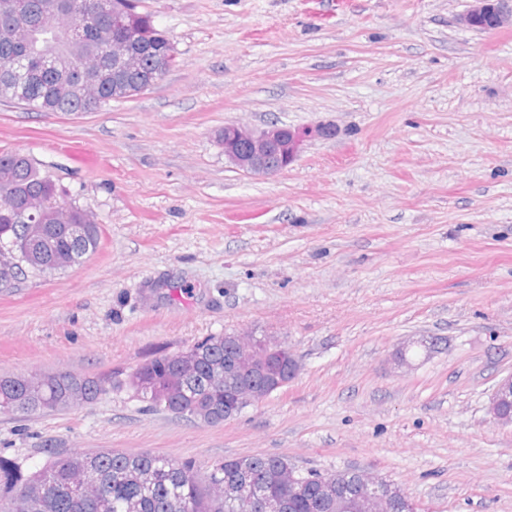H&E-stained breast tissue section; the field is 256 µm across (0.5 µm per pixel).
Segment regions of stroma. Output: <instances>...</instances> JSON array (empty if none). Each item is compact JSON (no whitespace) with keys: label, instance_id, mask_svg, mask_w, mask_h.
Instances as JSON below:
<instances>
[{"label":"stroma","instance_id":"stroma-1","mask_svg":"<svg viewBox=\"0 0 512 512\" xmlns=\"http://www.w3.org/2000/svg\"><path fill=\"white\" fill-rule=\"evenodd\" d=\"M470 0H140L175 47L97 112L0 101V149L92 212L76 268L0 288V375L105 379L75 408L0 414V458L116 450L195 462L279 454L364 469L416 512H512V26ZM318 129L273 176L219 135ZM283 341L301 368L239 416L148 409L131 368L207 336ZM469 9L459 17L460 23L473 28L475 21L487 15L493 18V23L483 28L482 32H491L507 25H512V5L509 0H471ZM512 405V374L503 377L491 396L489 413L493 420L502 425L512 424V414L503 415L505 407Z\"/></svg>","mask_w":512,"mask_h":512}]
</instances>
